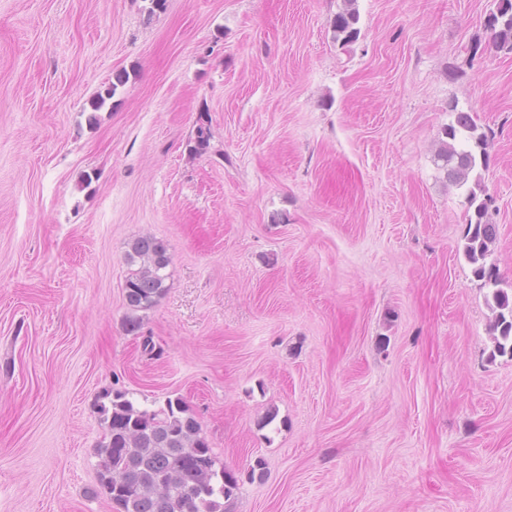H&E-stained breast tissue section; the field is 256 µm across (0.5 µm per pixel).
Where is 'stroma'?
Masks as SVG:
<instances>
[{"mask_svg":"<svg viewBox=\"0 0 512 512\" xmlns=\"http://www.w3.org/2000/svg\"><path fill=\"white\" fill-rule=\"evenodd\" d=\"M342 4L0 0V512H120L96 473L112 389L184 399L239 478L226 512H512V357L436 159L450 107L491 131L511 290L495 0H357L348 51ZM145 234L167 288L131 333ZM344 7L336 12L331 21L334 33V40L340 42L342 47L349 48L357 42L360 35L358 27L360 21L359 10L356 6L357 0H343ZM129 80V75L126 72L117 73L114 80L105 83L96 95L90 100V107L92 112H98L103 109L107 104L112 103V99L120 92V89Z\"/></svg>","mask_w":512,"mask_h":512,"instance_id":"35a3bbf8","label":"stroma"}]
</instances>
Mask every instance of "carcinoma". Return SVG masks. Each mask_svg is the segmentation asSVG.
<instances>
[{
	"label": "carcinoma",
	"instance_id": "cac0c4a2",
	"mask_svg": "<svg viewBox=\"0 0 512 512\" xmlns=\"http://www.w3.org/2000/svg\"><path fill=\"white\" fill-rule=\"evenodd\" d=\"M344 7L331 21L334 40L350 47L360 35L357 0H343ZM494 48L512 52V0H497L496 10L486 20ZM129 80L126 72L115 75L90 100L98 112ZM453 120L443 128L445 140L437 161L447 178L465 193L468 220L463 235L464 255L477 280L491 292L486 300L493 317L489 334L493 352L512 355V296L500 288L502 279L495 263L488 261L496 228L490 200L480 197L475 187L480 170L486 168L490 134L478 131L471 115L455 108ZM208 120L199 119L190 152L204 154L210 148ZM125 280L127 323L138 328L140 313L153 308L166 289L170 264L165 245L153 236L133 241L126 255ZM105 434L97 450L100 488L122 512H225L224 500L237 489L238 478L216 468L209 441L186 405L176 397L157 408L144 407L122 390L106 391L98 402Z\"/></svg>",
	"mask_w": 512,
	"mask_h": 512
}]
</instances>
